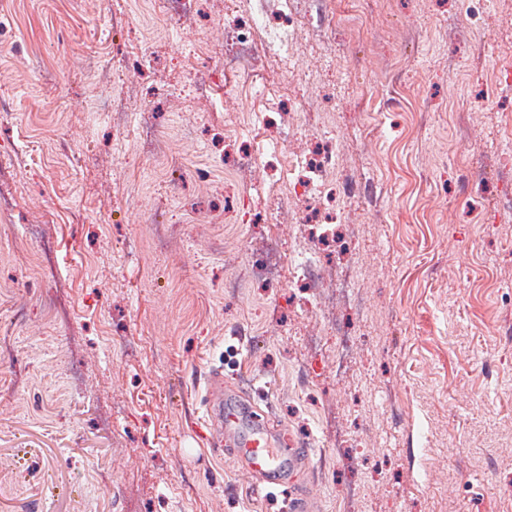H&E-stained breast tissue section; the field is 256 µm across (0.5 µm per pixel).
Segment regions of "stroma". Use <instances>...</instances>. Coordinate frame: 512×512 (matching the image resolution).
<instances>
[{
  "label": "stroma",
  "mask_w": 512,
  "mask_h": 512,
  "mask_svg": "<svg viewBox=\"0 0 512 512\" xmlns=\"http://www.w3.org/2000/svg\"><path fill=\"white\" fill-rule=\"evenodd\" d=\"M391 3L364 26L393 32V67L331 30L348 0H320L292 69L267 57L244 92L224 71L230 0H0V512H286L213 447L215 368L309 445L288 488L312 512L355 486L361 512H512V0L473 30L462 0ZM268 103L310 115L283 154L333 138L356 189L352 245L315 247L318 269L356 272L334 317L284 274L224 285L265 244L250 211L291 188ZM240 147L247 188L227 178Z\"/></svg>",
  "instance_id": "stroma-1"
}]
</instances>
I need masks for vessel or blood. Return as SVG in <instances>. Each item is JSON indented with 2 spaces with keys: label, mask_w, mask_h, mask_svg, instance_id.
I'll return each mask as SVG.
<instances>
[{
  "label": "vessel or blood",
  "mask_w": 512,
  "mask_h": 512,
  "mask_svg": "<svg viewBox=\"0 0 512 512\" xmlns=\"http://www.w3.org/2000/svg\"><path fill=\"white\" fill-rule=\"evenodd\" d=\"M207 391L205 416L214 446L225 449L251 475L256 488L270 492L287 486L289 474L305 463L306 448L295 446L293 438L270 431L256 415L243 411L229 398L221 371L211 374Z\"/></svg>",
  "instance_id": "1"
}]
</instances>
